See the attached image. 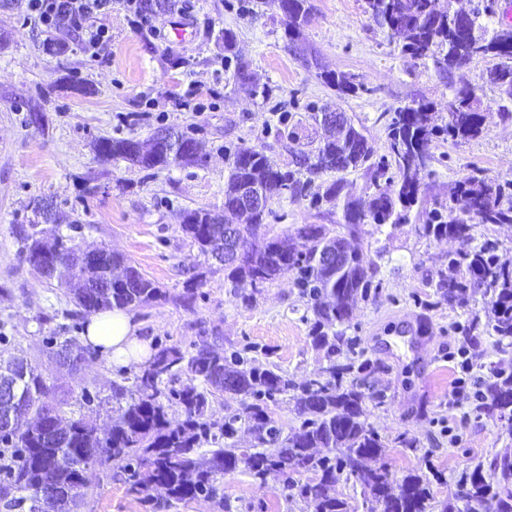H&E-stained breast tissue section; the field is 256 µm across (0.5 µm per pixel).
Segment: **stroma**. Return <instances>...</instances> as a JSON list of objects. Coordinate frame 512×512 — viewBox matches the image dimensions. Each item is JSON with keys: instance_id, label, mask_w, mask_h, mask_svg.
Masks as SVG:
<instances>
[{"instance_id": "35a3bbf8", "label": "stroma", "mask_w": 512, "mask_h": 512, "mask_svg": "<svg viewBox=\"0 0 512 512\" xmlns=\"http://www.w3.org/2000/svg\"><path fill=\"white\" fill-rule=\"evenodd\" d=\"M311 2L302 38L291 44L272 0H186L154 17L150 30L136 27L122 0H114L105 20L112 42L96 57L83 54L70 32L60 35L65 53L48 54L47 32L30 18L25 0L0 6V35L7 37L0 47V360L25 358L50 386L68 390L65 417L103 429L112 421L115 387H131L139 372L92 349L77 372L54 357L52 337L79 343L88 316L68 287L41 277L21 253L19 232L35 202L46 201L60 226H72L73 246L112 249L159 283L164 298L131 312L152 349L192 353L205 338L226 349L249 348L253 365L279 367L295 382L317 378L327 352L312 343V303L293 276L259 289L233 285L183 233V212L223 210L229 148L260 146L275 165L292 167L320 143L323 130L313 115L327 106L344 112L381 149L390 113L423 100L444 115L452 88L471 86L486 110L485 129L466 141H436V159L421 179L425 211L402 224L362 225L352 238L377 264L382 286L357 303L345 329L372 366L361 377L363 390L382 396L368 403L366 421L385 445L386 462L398 477L424 473L435 501L453 503L463 473L512 449V421L478 414L474 386L456 396L454 384L466 360L484 378L512 373V347L473 328L474 318L486 315L481 290L451 305L435 284L449 253L488 239L512 259V224L479 225L464 239L427 238L420 226L426 210L448 205L462 177L512 182V103H503L487 79L492 59L442 74L432 61L401 55L365 0ZM179 21L193 31L192 41L176 40L172 27ZM222 29L235 33L236 55L270 88L268 97L234 84L217 39ZM309 55L322 68L353 75L364 92L338 95L306 66ZM165 128L197 138L205 163L145 170L96 153L100 140H143ZM269 209L257 231L261 240L287 238L303 224L324 225L331 236L344 232L338 206L283 194ZM123 478L119 463L91 467L80 512H213L200 498L171 505L160 489L130 492ZM223 487L230 512H314L273 475L261 488L248 474L229 472Z\"/></svg>"}]
</instances>
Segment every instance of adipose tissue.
Listing matches in <instances>:
<instances>
[{
	"label": "adipose tissue",
	"instance_id": "ef3b65f1",
	"mask_svg": "<svg viewBox=\"0 0 512 512\" xmlns=\"http://www.w3.org/2000/svg\"><path fill=\"white\" fill-rule=\"evenodd\" d=\"M81 341L109 361L125 366L140 364L150 355V346L137 336L131 315L117 309L91 315Z\"/></svg>",
	"mask_w": 512,
	"mask_h": 512
}]
</instances>
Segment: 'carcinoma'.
<instances>
[{"label": "carcinoma", "instance_id": "1", "mask_svg": "<svg viewBox=\"0 0 512 512\" xmlns=\"http://www.w3.org/2000/svg\"><path fill=\"white\" fill-rule=\"evenodd\" d=\"M285 24L288 42L295 43L309 17L311 0H274ZM371 19L391 36L402 39L401 52L415 59H431L435 67L449 71L479 58L498 60L490 70V81L512 100V25L494 28L479 22L486 9L474 6L470 13L453 7L439 9L435 0H366ZM318 76L343 96H354L364 86L354 76L323 70ZM432 106L420 101L398 110L387 124L388 142L378 153L366 136L344 117L337 123L322 125L325 136L311 155H301L297 168L275 166L257 146H239L226 152L228 175L224 182V213L200 208L184 212V234L198 250L211 258L224 254V227L236 229L246 247V259L224 266V276L232 283L247 280L261 288L274 279L291 273L303 294L314 301L310 326L313 343L333 355L340 346L354 347L356 339L345 336L341 326L350 320L353 305L379 289L374 280L376 265L352 249L347 237L358 233L363 224H401L421 204L420 176L433 163V143L440 137L452 141L479 136L484 128L482 104L475 90L454 92L448 98V121L436 122ZM186 144L176 150L154 136L148 140L112 139L97 144L99 156L122 158L143 169L177 165H201L206 153L193 137L179 135ZM364 168L373 179L385 180L389 190L364 198L346 200L343 205L346 234L329 238L320 224L296 228L305 249H289L277 238L254 241L255 231L269 211L243 214L235 207L239 189L256 185L273 196L285 193L301 196L311 184V176L321 171L344 172ZM499 184L478 176H465L456 183L448 208H434L421 230L426 237L463 238L478 224H512V195ZM457 215L445 220L443 211ZM24 256L44 255L38 274L72 286L73 301L86 312L104 309H133L163 296L162 288L143 277L132 266L125 268V279L112 278V268L120 258L107 249L99 250L98 262L82 261L60 232L46 239L44 229L34 220L21 237ZM343 250L341 264L327 265L320 254L334 247ZM448 267L462 276L441 279L436 288L450 304L462 302L471 288H482L487 300L486 332L512 345V260L502 258L497 245L487 240L479 248L448 255ZM368 363L352 357L331 359L319 377L298 386L276 368H259L239 351L217 350L204 340L196 352L187 354L177 346L163 347L135 377V391L115 389L118 418L104 438L85 418L64 420L61 405L49 401L52 387L42 374L31 368L16 376L18 392L25 398L30 417L11 430H0V446L11 449L6 465L9 481L0 486V508L14 512L30 503L29 512H38L41 493L48 489L71 491L68 498L55 503L56 512H76L78 486L87 469L114 459L125 461V481L139 491L161 486L168 500L182 502L203 498L217 512L226 503L220 486L224 474L241 470L260 483L270 475L285 478L287 487L314 502L315 512H349L348 503L336 497V482L342 476L354 479L365 497L376 504V512H455L454 507L437 504L427 478L409 472L398 479L382 458L383 442L365 422L367 402L381 400L358 384L354 375L363 373ZM190 383L164 392L160 385L180 375ZM201 386H196L195 382ZM297 411L303 417L293 432L282 435L270 415L269 404L292 391ZM247 401L245 413L224 421L219 431L206 419L209 399L224 394ZM175 406L181 418H168L166 406ZM54 410L60 435L48 437L41 426L43 412ZM479 409L501 417H512V373H491L480 395ZM242 421L255 433L262 450L236 448L229 443ZM205 449L207 461L196 455ZM63 451L73 467L61 469L42 458ZM496 476L491 482L479 463L462 477L460 512H512V454L495 457L489 464ZM315 478L302 484L293 479L300 470Z\"/></svg>", "mask_w": 512, "mask_h": 512}]
</instances>
